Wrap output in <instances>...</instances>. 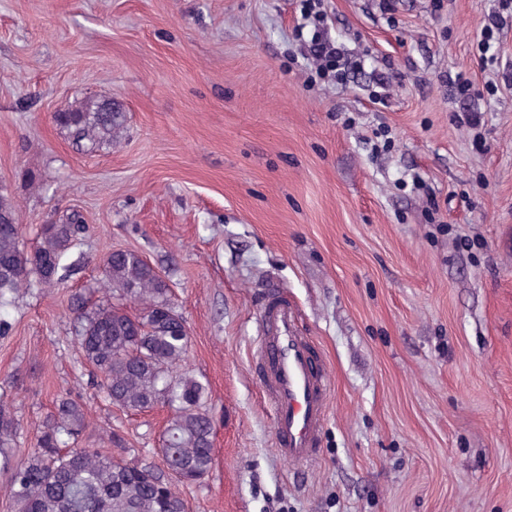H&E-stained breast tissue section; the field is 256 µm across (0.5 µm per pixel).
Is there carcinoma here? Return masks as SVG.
Returning a JSON list of instances; mask_svg holds the SVG:
<instances>
[{
    "instance_id": "cac0c4a2",
    "label": "carcinoma",
    "mask_w": 512,
    "mask_h": 512,
    "mask_svg": "<svg viewBox=\"0 0 512 512\" xmlns=\"http://www.w3.org/2000/svg\"><path fill=\"white\" fill-rule=\"evenodd\" d=\"M56 125L93 150L112 141L123 115L112 100L87 97L54 116ZM16 207L0 194V303L21 288L51 286L74 271L66 259L85 226L44 224L37 245L25 250ZM105 286L118 302H90L87 293L70 300L73 341L92 367L96 386L112 403L141 412L159 404L171 414L158 449L163 465L129 463L100 448L80 446L86 428L82 403L63 397L40 426L34 448L17 461V419L0 400V471L18 512H187L177 490L210 470L214 422L208 387L187 366L186 321L171 300L169 281L133 250H114L103 260ZM137 302L130 318L122 301Z\"/></svg>"
}]
</instances>
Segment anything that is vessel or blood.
I'll list each match as a JSON object with an SVG mask.
<instances>
[{"label": "vessel or blood", "mask_w": 512, "mask_h": 512, "mask_svg": "<svg viewBox=\"0 0 512 512\" xmlns=\"http://www.w3.org/2000/svg\"><path fill=\"white\" fill-rule=\"evenodd\" d=\"M257 360L278 452L292 461L312 459L326 419L329 376L322 352L301 330L297 309L284 293L260 314Z\"/></svg>", "instance_id": "1"}]
</instances>
